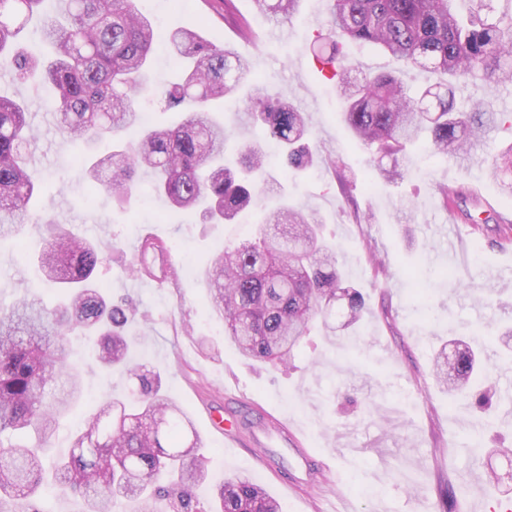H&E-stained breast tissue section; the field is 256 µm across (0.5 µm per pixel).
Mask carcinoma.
Wrapping results in <instances>:
<instances>
[{
	"label": "carcinoma",
	"instance_id": "carcinoma-1",
	"mask_svg": "<svg viewBox=\"0 0 512 512\" xmlns=\"http://www.w3.org/2000/svg\"><path fill=\"white\" fill-rule=\"evenodd\" d=\"M43 0H0V68L23 83L54 89L56 126L66 139L85 146L90 190L102 188L121 204L138 189L137 174L153 176L150 189L173 210L199 213L204 224H226L256 207L259 187L268 185L263 141L276 142L286 163L314 162L311 127L304 113L268 92L248 100V122L263 140L236 145L227 156L231 132L215 121L208 102L235 94L249 61L202 38L191 28L169 35L182 73L173 83L152 75L153 24L136 0H58V17L44 23L48 52L34 56L15 40ZM276 20H291L301 0H256ZM468 16L458 0H332L326 33L308 44L313 58L330 67L345 103L346 131L370 153L369 163L386 184L405 177L400 164L407 146L428 138L432 154L468 153L473 140L500 122L482 102L458 105L460 81L497 83L512 79V12L480 15L484 0H469ZM377 47L408 68L441 77L410 94L399 76L350 77L344 48ZM158 97L169 109L189 107L183 122L153 126L142 122L138 105ZM25 102L0 97V243L14 240L29 220L30 202L41 192L30 168L33 130ZM345 194L357 184L340 155L329 159ZM487 173L502 194L512 197V143L487 162ZM317 211L283 198L264 207L263 221L243 243H226L201 261L209 279L208 304L224 321V335L247 360L288 368L313 326L341 312L342 327L366 313L361 292L347 284L337 249L320 235ZM39 268L63 298L47 308L31 292L0 308V499L39 500L50 472L64 492L81 496L88 512H116L118 500L130 512H281L280 503L245 476L224 480L208 502L196 495L208 476L209 458L188 414L162 392L161 373L128 361L129 329L139 306L115 301L96 283L105 256L92 241L47 220ZM170 253L163 246L133 255L132 272L166 276ZM94 336L98 361L127 373L122 399L102 403L73 436L64 457L48 446L60 419L83 395L82 373L71 360L69 337ZM437 381L467 401L482 376L479 352L461 341L434 360Z\"/></svg>",
	"mask_w": 512,
	"mask_h": 512
}]
</instances>
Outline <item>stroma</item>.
I'll return each instance as SVG.
<instances>
[{"label":"stroma","mask_w":512,"mask_h":512,"mask_svg":"<svg viewBox=\"0 0 512 512\" xmlns=\"http://www.w3.org/2000/svg\"><path fill=\"white\" fill-rule=\"evenodd\" d=\"M328 0H303L291 21H265L252 42L240 40L219 13L201 0H186L173 11L171 0H138L154 20L159 38L153 67L164 79L175 75L165 37L176 26L199 30L250 60L245 82L279 94L304 112L313 131V148L342 155L363 172L365 149L350 140L341 122L335 86L315 68L306 38L324 26ZM352 77L391 72L408 85L421 87L436 76L405 69L400 61L370 46L349 47ZM0 93L28 103L36 138L33 167L50 189L32 207L81 238L99 242L108 260L97 274L113 294L130 295L147 312L137 326L135 360L160 370L168 395L186 410L211 458L208 478L199 488L210 498L214 488L235 474L249 475L282 505V512H440L441 497L453 512H504L512 499V403L495 405L490 414L453 404L439 387L431 366L436 354L456 338L480 337L484 358L497 367L499 390H512V235L503 236L497 217L512 218V198L503 195L485 170L486 159L512 143V129L501 126L478 142L469 157L418 156L402 183L375 192L356 189L347 202L329 166L287 173L276 146L268 148L274 177L288 186L297 203L317 210L327 231L340 245L339 262L359 289L368 312L356 337L337 330L314 336L295 368L276 369L246 362L225 338L222 321L208 306V286L197 267L225 243L247 239L253 218L237 224H205L199 215L168 212L153 195L148 174H140L139 191L130 204L110 194L89 195L85 151L63 139L56 127L47 92H35L13 73L0 69ZM458 195L445 210L438 187ZM484 214V224L468 223L467 214ZM157 231L171 249L177 279L157 289L133 284L128 262L143 228ZM456 231L462 246L459 262L448 260V233ZM42 232L23 226L17 244L0 246V306L39 291L53 302L56 291L43 285L37 271ZM424 283L429 321L408 305V295ZM74 358L84 362V393L94 403L123 391L122 374L101 371L92 360V342L75 336ZM373 398L375 408L361 403ZM214 406L233 410L243 437H251L264 414L300 429L310 453L329 464V471L288 492L297 460L280 449L273 456L250 445L225 451L208 427L204 411ZM482 436L484 452L469 458L473 436ZM493 471L496 486L483 476Z\"/></svg>","instance_id":"stroma-1"}]
</instances>
